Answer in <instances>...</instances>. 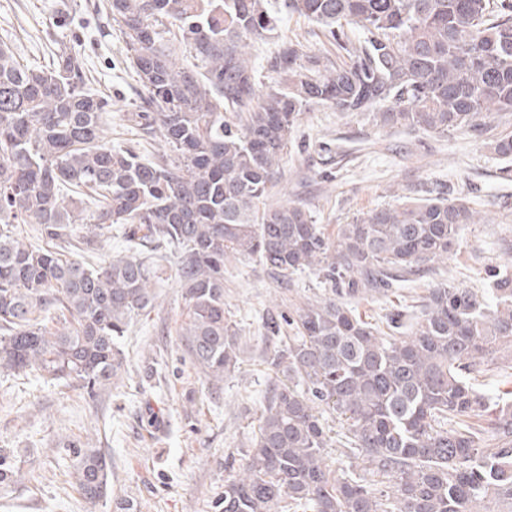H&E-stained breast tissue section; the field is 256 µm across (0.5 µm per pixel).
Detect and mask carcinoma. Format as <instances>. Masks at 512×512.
<instances>
[{"instance_id":"cac0c4a2","label":"carcinoma","mask_w":512,"mask_h":512,"mask_svg":"<svg viewBox=\"0 0 512 512\" xmlns=\"http://www.w3.org/2000/svg\"><path fill=\"white\" fill-rule=\"evenodd\" d=\"M270 0H107L144 90L129 120L169 152L141 156L103 135L111 100L83 87L82 61L22 66L0 45V372L80 383L89 393L124 367L120 340L152 305L151 280L177 254L191 363L216 385L239 361L224 311V259L255 257L285 276L314 270L332 297L296 309L271 365L246 466L224 480L214 512H512V400L476 373L512 350V271L487 288L428 289L405 336L381 335L344 299L420 277L448 258L478 212L442 194L381 207L336 237L299 204L260 206L302 112L326 104L382 127L446 135L512 114V0H282L345 51L339 65L285 40L260 81L251 48L277 34ZM363 31L342 41L344 26ZM185 48L195 60L176 62ZM512 159V134L490 142ZM37 226L42 244L21 228ZM75 250L60 246L81 230ZM119 229L124 255L100 258ZM493 409L490 437L473 418ZM346 427L344 454L371 479L324 462L323 414ZM72 478L107 498L111 465L66 439ZM22 479L0 448V494Z\"/></svg>"}]
</instances>
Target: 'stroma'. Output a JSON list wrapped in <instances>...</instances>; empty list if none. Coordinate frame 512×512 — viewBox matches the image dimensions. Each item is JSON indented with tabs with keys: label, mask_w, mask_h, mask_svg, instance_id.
<instances>
[{
	"label": "stroma",
	"mask_w": 512,
	"mask_h": 512,
	"mask_svg": "<svg viewBox=\"0 0 512 512\" xmlns=\"http://www.w3.org/2000/svg\"><path fill=\"white\" fill-rule=\"evenodd\" d=\"M95 0H0V43L28 65L52 64L61 51L81 55L87 86L112 100L103 127L113 145L134 137L127 114L135 102L137 75L122 39ZM300 39L317 53L341 62L344 52L315 23L288 17L279 38L260 43L257 65L280 39ZM512 133V117L487 119L476 130L423 135L373 125L356 115L314 105L294 127L266 203L306 206L328 235L382 206L429 193L465 195L479 213L466 225L447 260L422 279L394 283L348 305L362 320L385 326L386 318L419 304L428 288L452 281L481 288L490 270L512 267V179L488 142ZM155 299L135 318L124 338L126 365L111 385L89 397L81 387L0 374V448L13 450L28 472L24 482L0 496V512H212L223 491L229 455L248 447L262 401L282 373L268 358L271 326L303 303L330 292L310 271L279 276L258 261L224 262V311L236 326L239 365L217 385L191 363L181 327L186 306L169 259L153 281ZM159 417L160 428L147 424ZM65 439L101 449L112 463V491L90 504L77 492L71 462L60 453Z\"/></svg>",
	"instance_id": "obj_1"
}]
</instances>
